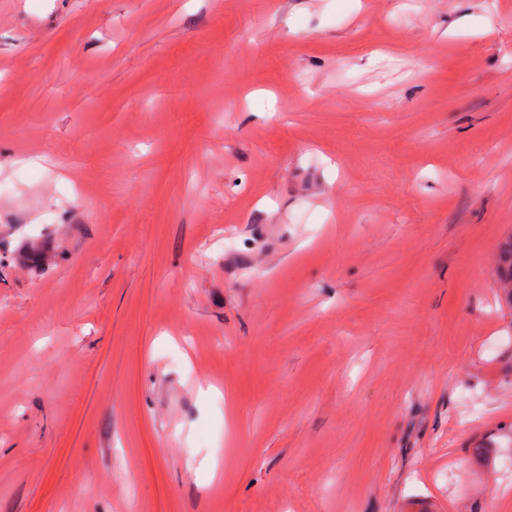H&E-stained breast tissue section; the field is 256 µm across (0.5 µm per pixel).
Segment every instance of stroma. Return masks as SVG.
<instances>
[{
	"label": "stroma",
	"mask_w": 512,
	"mask_h": 512,
	"mask_svg": "<svg viewBox=\"0 0 512 512\" xmlns=\"http://www.w3.org/2000/svg\"><path fill=\"white\" fill-rule=\"evenodd\" d=\"M511 237L512 0H0V512H512Z\"/></svg>",
	"instance_id": "35a3bbf8"
}]
</instances>
